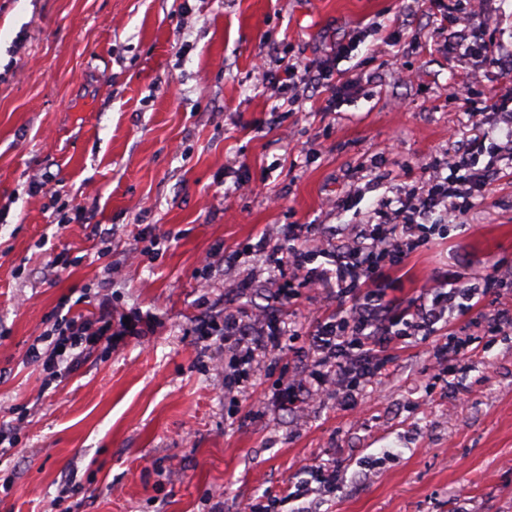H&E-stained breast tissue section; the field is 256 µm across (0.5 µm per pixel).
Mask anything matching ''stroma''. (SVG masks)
<instances>
[{"label":"stroma","mask_w":512,"mask_h":512,"mask_svg":"<svg viewBox=\"0 0 512 512\" xmlns=\"http://www.w3.org/2000/svg\"><path fill=\"white\" fill-rule=\"evenodd\" d=\"M480 22L512 46V0H484ZM447 42L429 0H0V426L15 438L0 512H512V330L490 335L492 302L449 327L470 345L445 376L436 338L410 340L359 408L317 391L290 405L277 391L336 295L275 302L288 274L256 248L317 224L324 264L337 228L447 163L449 130L512 90V55ZM288 60L358 86L331 108L302 86L288 104ZM446 226L390 271V298L512 264V183ZM105 296L152 331L89 339L48 381L29 345ZM228 307L297 332L258 353L242 392L224 389Z\"/></svg>","instance_id":"stroma-1"}]
</instances>
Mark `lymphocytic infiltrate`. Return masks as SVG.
Masks as SVG:
<instances>
[{"label":"lymphocytic infiltrate","instance_id":"1","mask_svg":"<svg viewBox=\"0 0 512 512\" xmlns=\"http://www.w3.org/2000/svg\"><path fill=\"white\" fill-rule=\"evenodd\" d=\"M466 12L465 27L448 35L449 50L463 45L473 54L497 63L498 48L485 39L477 12ZM448 148L455 157L449 175H441L437 167H426L427 177L421 186L400 187L397 209L381 202L374 211L376 223L353 225L348 235L337 238L326 252L328 267L311 264L307 244L317 235L312 224L289 225L287 246L268 250L270 264L289 272L298 287L332 290L339 306L335 315L318 320L311 331V365L304 377L289 385V392L332 388L343 407H355L363 390L377 379L378 359L390 347L436 335L439 326L466 314L492 288L504 285V278L499 276L465 284L458 276L445 275L401 309L387 294V268H400L440 232L439 225L424 223V216L441 209L452 223H460L476 202L485 198L492 182L503 178L506 165H512V139L488 145L476 123L467 134L449 138ZM97 322L93 330L73 318H56L52 327L30 345L28 359L40 363L49 379L63 377L90 334L111 336L112 308L108 303H100ZM223 334L233 340L244 365L264 348L285 347L280 321H267L255 340L236 309L225 311Z\"/></svg>","mask_w":512,"mask_h":512}]
</instances>
